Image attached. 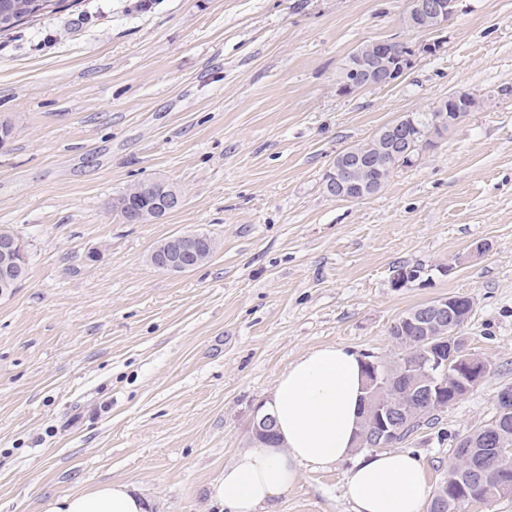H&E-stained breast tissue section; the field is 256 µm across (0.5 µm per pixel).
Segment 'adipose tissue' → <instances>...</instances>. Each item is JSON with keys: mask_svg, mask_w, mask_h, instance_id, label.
Instances as JSON below:
<instances>
[{"mask_svg": "<svg viewBox=\"0 0 512 512\" xmlns=\"http://www.w3.org/2000/svg\"><path fill=\"white\" fill-rule=\"evenodd\" d=\"M364 384L361 357L341 345L314 348L289 363L259 408L274 421L275 442L251 441L215 486L226 512H260L303 468H329L352 457L362 431ZM346 485L353 512H424L425 473L409 451L357 460ZM151 506L131 485L112 481L51 498L46 512H149Z\"/></svg>", "mask_w": 512, "mask_h": 512, "instance_id": "ef3b65f1", "label": "adipose tissue"}]
</instances>
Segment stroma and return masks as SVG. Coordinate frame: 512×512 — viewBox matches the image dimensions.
Here are the masks:
<instances>
[{
    "instance_id": "1",
    "label": "stroma",
    "mask_w": 512,
    "mask_h": 512,
    "mask_svg": "<svg viewBox=\"0 0 512 512\" xmlns=\"http://www.w3.org/2000/svg\"><path fill=\"white\" fill-rule=\"evenodd\" d=\"M409 0H70L0 37V226L27 243L0 298V512L123 481L153 512H217L288 363L336 344L390 363L391 329L442 296L491 370L401 448L435 491L457 440L512 385V0H463L443 47L398 84L348 95L362 43L416 41ZM481 100L362 201L330 196L338 152L451 93ZM158 176L183 202L125 224L112 200ZM191 271L147 260L186 231ZM423 264L428 286L393 287ZM349 462L304 469L268 512H353ZM218 245V241L205 232L173 235L152 249L148 261L159 271L183 273L209 260Z\"/></svg>"
}]
</instances>
